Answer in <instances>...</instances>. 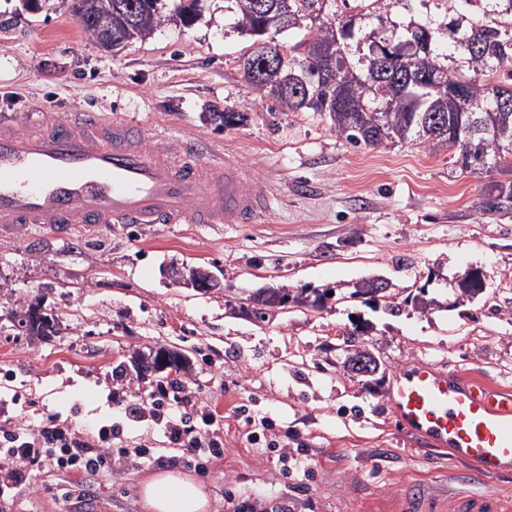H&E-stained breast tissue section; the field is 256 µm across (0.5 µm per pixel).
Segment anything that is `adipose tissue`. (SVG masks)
I'll return each mask as SVG.
<instances>
[{
  "label": "adipose tissue",
  "instance_id": "adipose-tissue-1",
  "mask_svg": "<svg viewBox=\"0 0 512 512\" xmlns=\"http://www.w3.org/2000/svg\"><path fill=\"white\" fill-rule=\"evenodd\" d=\"M145 512H210L211 499L205 485L178 471L160 470L140 487Z\"/></svg>",
  "mask_w": 512,
  "mask_h": 512
}]
</instances>
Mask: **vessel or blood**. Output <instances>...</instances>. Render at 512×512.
I'll use <instances>...</instances> for the list:
<instances>
[{
  "label": "vessel or blood",
  "mask_w": 512,
  "mask_h": 512,
  "mask_svg": "<svg viewBox=\"0 0 512 512\" xmlns=\"http://www.w3.org/2000/svg\"><path fill=\"white\" fill-rule=\"evenodd\" d=\"M266 182L206 156L198 140H151L137 121L90 111L53 121H0V231L136 224H251L268 213ZM399 424L485 478L512 474V391L429 364L403 368L389 388ZM399 512H512L496 492L423 493Z\"/></svg>",
  "instance_id": "obj_1"
}]
</instances>
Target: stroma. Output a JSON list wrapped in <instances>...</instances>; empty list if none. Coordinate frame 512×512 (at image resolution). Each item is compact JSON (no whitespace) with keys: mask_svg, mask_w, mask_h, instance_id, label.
I'll use <instances>...</instances> for the list:
<instances>
[{"mask_svg":"<svg viewBox=\"0 0 512 512\" xmlns=\"http://www.w3.org/2000/svg\"><path fill=\"white\" fill-rule=\"evenodd\" d=\"M233 0H200L191 26L107 52L57 0H0V118L91 109L150 132L200 138L210 153L269 182L272 210L254 224H140L68 238L0 237V426L20 418L84 431L116 429L129 446L168 447L146 403L157 378L140 359L174 346L190 361L188 389L223 418V458L201 476L213 512H393L405 492L512 495V476L471 480L473 467L403 435L387 399L418 361L512 388V218L475 205L497 173L464 170L453 152L420 142L377 148L337 137L327 116L284 112L242 77L252 51ZM246 113L220 127L210 113ZM218 271L220 288L178 286L182 264ZM482 270L485 290L459 300L446 281ZM381 275L397 293L427 287L437 304L391 317L351 298ZM333 289L323 308L288 309L257 325L229 301L270 285ZM57 318L31 335L15 313L32 302ZM357 343L380 368H346ZM271 428L246 440V419ZM156 465L115 463L109 475L48 468L0 496V512H143L139 486Z\"/></svg>","mask_w":512,"mask_h":512,"instance_id":"stroma-1","label":"stroma"}]
</instances>
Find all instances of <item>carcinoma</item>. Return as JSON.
I'll return each mask as SVG.
<instances>
[{"mask_svg":"<svg viewBox=\"0 0 512 512\" xmlns=\"http://www.w3.org/2000/svg\"><path fill=\"white\" fill-rule=\"evenodd\" d=\"M85 35L98 41L107 26L133 41L148 38L165 21L161 0H82ZM199 0H176L174 15L183 24L197 14ZM239 33L247 36L263 28L290 30L310 21L305 51L291 59L300 63L320 50L335 57L338 81L330 92V102L306 93L275 92L276 71L263 68V50L255 49L243 62L244 79L271 96L284 112L312 111L326 114L336 135L352 146L377 148L387 142L420 141L438 152L452 148L456 163L463 169L477 167L509 177L494 181L476 204L481 215L512 214V24L502 25L490 16L479 23L466 20L465 11L455 9L448 22L433 29L424 24L398 31L387 28L391 15L399 9L411 10L412 0H354L356 13L344 15L330 7L336 0H288V20L274 21L255 8L256 0H234ZM112 5V21H107L104 5ZM377 22L387 38L375 41L361 35L355 20ZM509 67L506 79L490 85L476 76H495ZM188 276L205 291L214 287L212 271L194 265ZM387 279L370 276L356 282L352 298L377 302L395 316L401 304L393 293L382 288ZM328 292L313 296L306 290L293 291L284 285L261 288L248 297L236 299L239 312L260 325L289 304L318 309ZM31 303L18 312L19 323L29 332L40 325L55 333L53 314L39 312ZM144 370L171 368L185 372L188 358L166 347L149 353Z\"/></svg>","mask_w":512,"mask_h":512,"instance_id":"1","label":"carcinoma"}]
</instances>
